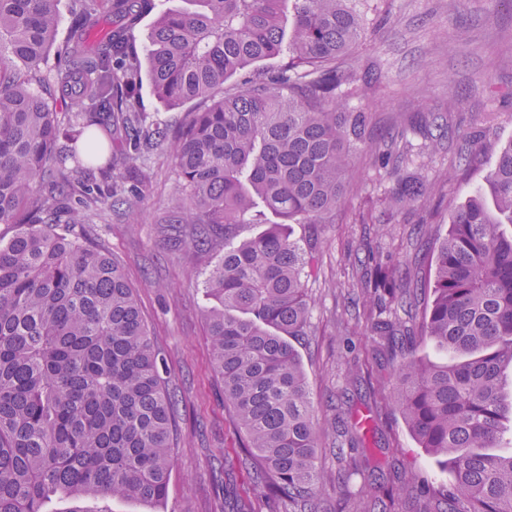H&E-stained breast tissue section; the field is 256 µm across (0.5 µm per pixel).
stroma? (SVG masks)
Masks as SVG:
<instances>
[{"mask_svg":"<svg viewBox=\"0 0 512 512\" xmlns=\"http://www.w3.org/2000/svg\"><path fill=\"white\" fill-rule=\"evenodd\" d=\"M365 40L346 63L361 82L347 97L349 110L371 113L372 136L394 134L407 153L401 169L371 151L351 157L345 183L351 193L334 223L295 226L296 236L316 244L308 335L292 337L307 377L322 432L318 454L326 481L339 464L333 445L356 460L349 492L371 473L416 480L423 490L396 502L395 512H428V488L450 475L420 447L400 409L380 403L390 385L391 349L353 304L361 286L375 280L378 265L400 267L433 255L449 229L452 208L483 185L496 153L512 141V0H369ZM477 150L474 169L449 177L458 154ZM112 182L139 200V221L124 208L100 203L72 225L73 234L111 252L132 286L163 361L169 390L178 401V437L163 503L63 497L50 512H276L253 490L237 461L242 433L224 405L202 311L211 257H198L172 229L180 214L179 172L164 143L132 153L112 143ZM422 177L436 214L420 206L396 210L389 198L401 173ZM372 407L377 429L351 438L356 413Z\"/></svg>","mask_w":512,"mask_h":512,"instance_id":"stroma-1","label":"stroma"}]
</instances>
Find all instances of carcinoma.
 Instances as JSON below:
<instances>
[{"mask_svg":"<svg viewBox=\"0 0 512 512\" xmlns=\"http://www.w3.org/2000/svg\"><path fill=\"white\" fill-rule=\"evenodd\" d=\"M163 13L146 59L127 38L153 0H83L57 63L41 65L61 23L57 0H0V512H45L57 495L158 504L173 465L175 402L135 288L112 256L65 231L77 208L116 198L90 176L103 138L137 141L143 80L170 109L206 100L165 142L182 179L180 223L191 245L216 254L202 316L224 404L243 434L253 486L288 512H318L328 487L309 384L290 336L309 328L304 288L311 259L293 224H324L345 199L350 156L371 142V116L343 112L337 91L356 76L337 65L365 35L362 0H185ZM268 81L224 83L282 55ZM51 81L78 107L58 120L36 85ZM72 166H67V161ZM483 192L453 214L426 282L383 271L378 286L404 309L426 289L418 333L364 312L382 336L402 332L445 351L391 363L387 398L426 452L452 476L430 512H512V441L502 450L512 399V142L484 177ZM425 195L407 182L393 198ZM261 201L276 217L255 213ZM240 224H262L237 242ZM380 494L352 512H392Z\"/></svg>","mask_w":512,"mask_h":512,"instance_id":"cac0c4a2","label":"carcinoma"}]
</instances>
